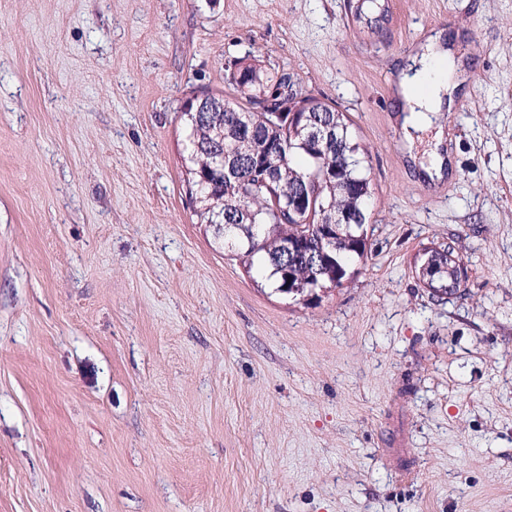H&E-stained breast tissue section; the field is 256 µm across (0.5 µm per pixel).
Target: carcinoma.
I'll return each instance as SVG.
<instances>
[{
  "mask_svg": "<svg viewBox=\"0 0 512 512\" xmlns=\"http://www.w3.org/2000/svg\"><path fill=\"white\" fill-rule=\"evenodd\" d=\"M293 77L243 57L234 62L228 91L189 100L185 158L198 217L233 242L247 269L258 267L278 292L295 297L348 279L349 265L368 254L367 202L372 194L366 150L347 113L310 94L299 116L330 130L319 149L287 112H255L261 98L281 99ZM202 105H197V101ZM302 193L312 206L288 210V195ZM348 214L349 224L337 223ZM449 248L430 249L433 271L423 282L437 297L459 283L448 279Z\"/></svg>",
  "mask_w": 512,
  "mask_h": 512,
  "instance_id": "cac0c4a2",
  "label": "carcinoma"
}]
</instances>
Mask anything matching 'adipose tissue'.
I'll list each match as a JSON object with an SVG mask.
<instances>
[{"mask_svg": "<svg viewBox=\"0 0 512 512\" xmlns=\"http://www.w3.org/2000/svg\"><path fill=\"white\" fill-rule=\"evenodd\" d=\"M460 67V61L445 47L441 35L435 34L401 69L395 95L408 145H415L416 134L422 132L432 133L435 142H442V133L433 130V117L458 89L456 75Z\"/></svg>", "mask_w": 512, "mask_h": 512, "instance_id": "ef3b65f1", "label": "adipose tissue"}]
</instances>
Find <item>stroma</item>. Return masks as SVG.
<instances>
[{"label": "stroma", "instance_id": "obj_1", "mask_svg": "<svg viewBox=\"0 0 512 512\" xmlns=\"http://www.w3.org/2000/svg\"><path fill=\"white\" fill-rule=\"evenodd\" d=\"M380 3L0 0V512H512V0ZM438 31L431 180L392 85ZM247 55L369 151L371 251L312 301L184 183L181 111ZM423 256L424 260L420 268L426 262L427 258L432 256L433 271L429 272L428 275H423L422 280L434 296L443 297L455 292L457 288L459 290V283L455 280H448V256H451L450 258L454 261L451 270L454 271L455 278H457L459 282L464 275V267L460 260L452 258L453 251L449 247L444 249H429Z\"/></svg>", "mask_w": 512, "mask_h": 512}]
</instances>
